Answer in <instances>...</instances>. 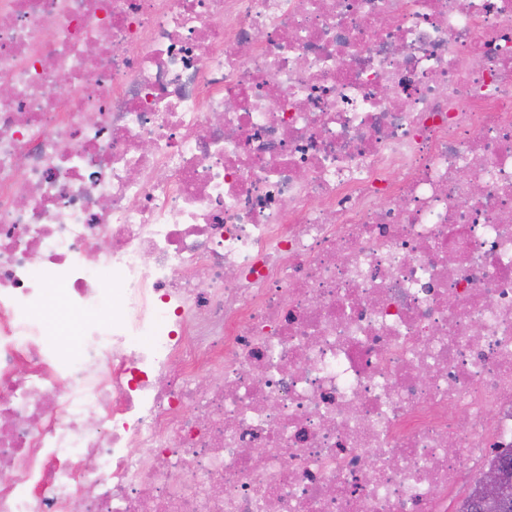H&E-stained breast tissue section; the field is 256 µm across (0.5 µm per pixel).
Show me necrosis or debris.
Returning a JSON list of instances; mask_svg holds the SVG:
<instances>
[{"label":"necrosis or debris","instance_id":"1","mask_svg":"<svg viewBox=\"0 0 512 512\" xmlns=\"http://www.w3.org/2000/svg\"><path fill=\"white\" fill-rule=\"evenodd\" d=\"M1 84L0 512H448L512 452V0H0Z\"/></svg>","mask_w":512,"mask_h":512}]
</instances>
